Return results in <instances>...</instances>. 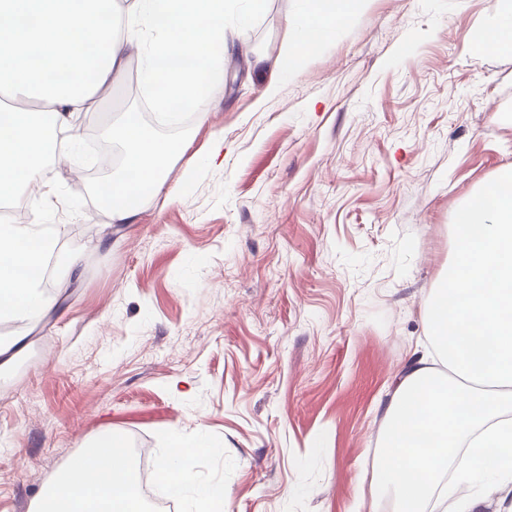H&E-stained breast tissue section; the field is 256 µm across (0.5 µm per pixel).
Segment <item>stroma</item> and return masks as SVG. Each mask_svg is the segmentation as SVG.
Listing matches in <instances>:
<instances>
[{
  "instance_id": "obj_1",
  "label": "stroma",
  "mask_w": 512,
  "mask_h": 512,
  "mask_svg": "<svg viewBox=\"0 0 512 512\" xmlns=\"http://www.w3.org/2000/svg\"><path fill=\"white\" fill-rule=\"evenodd\" d=\"M495 7L363 0L283 77L297 0H233L226 36L248 49L173 134L129 69L86 129L106 140L134 112L186 151L134 224L101 210L97 164L46 166L49 199L17 198L81 264L52 271L44 317L0 319L21 339L0 369V512H32L106 430L154 464L166 435H206L221 452L194 473L224 512H383V417L431 344L456 212L512 165V52L474 46Z\"/></svg>"
}]
</instances>
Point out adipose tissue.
Wrapping results in <instances>:
<instances>
[{"label": "adipose tissue", "mask_w": 512, "mask_h": 512, "mask_svg": "<svg viewBox=\"0 0 512 512\" xmlns=\"http://www.w3.org/2000/svg\"><path fill=\"white\" fill-rule=\"evenodd\" d=\"M358 0H300V32L278 59L288 75L340 32ZM227 0H0V202L25 191L46 197L38 175L48 158L76 160L81 113L124 78L130 61L154 109L174 114L211 94L224 69ZM67 149L55 152L56 133ZM107 135L126 149L102 202L112 223H136L164 189L178 144L145 135L132 116ZM456 259L427 309L443 370L413 358L394 391L377 450L378 488L395 512H485L512 500V172L473 194L455 216ZM59 227L0 224V319L30 320L45 306L44 271ZM206 437L173 440L156 468L190 512H224V486L196 482L198 457L217 454ZM36 512H145L136 457L104 434L47 485Z\"/></svg>", "instance_id": "adipose-tissue-1"}]
</instances>
